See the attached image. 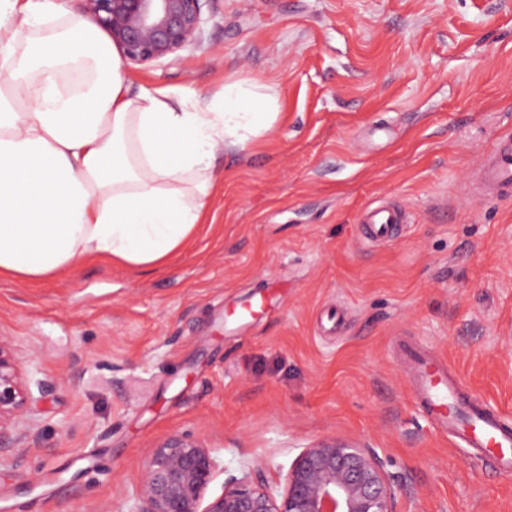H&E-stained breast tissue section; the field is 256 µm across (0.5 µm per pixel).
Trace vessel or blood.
<instances>
[{"instance_id":"1","label":"vessel or blood","mask_w":512,"mask_h":512,"mask_svg":"<svg viewBox=\"0 0 512 512\" xmlns=\"http://www.w3.org/2000/svg\"><path fill=\"white\" fill-rule=\"evenodd\" d=\"M483 182L491 191L512 190V138L497 142ZM363 221L367 239L375 242L394 235L402 214L393 208L375 207L366 210ZM404 356L413 368V394L435 414L438 424L457 434L468 447L496 456L504 468L512 469V428L501 423L490 406L468 397L434 356L414 348L406 349Z\"/></svg>"}]
</instances>
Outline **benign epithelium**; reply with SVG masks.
<instances>
[{
  "label": "benign epithelium",
  "instance_id": "obj_1",
  "mask_svg": "<svg viewBox=\"0 0 512 512\" xmlns=\"http://www.w3.org/2000/svg\"><path fill=\"white\" fill-rule=\"evenodd\" d=\"M84 10L125 60L146 63L198 42L202 0H83ZM36 400L12 341L0 336V450L33 448ZM217 463L187 434L160 441L145 461L129 512H396V485L370 448L322 440L303 449L279 492L257 477V465L231 477L209 500Z\"/></svg>",
  "mask_w": 512,
  "mask_h": 512
}]
</instances>
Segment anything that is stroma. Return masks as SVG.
Instances as JSON below:
<instances>
[{"instance_id":"1","label":"stroma","mask_w":512,"mask_h":512,"mask_svg":"<svg viewBox=\"0 0 512 512\" xmlns=\"http://www.w3.org/2000/svg\"><path fill=\"white\" fill-rule=\"evenodd\" d=\"M123 70L217 112L225 80L254 81L279 118L218 148L167 268L0 280V335L54 382L31 407L39 447L0 454V512H127L174 432L211 448V496L259 463L284 485L338 439L381 458L397 512H512V471L439 429L399 354L445 360L512 428V195L474 190L512 134V0H205L198 44ZM378 205L410 220L373 244L359 217Z\"/></svg>"}]
</instances>
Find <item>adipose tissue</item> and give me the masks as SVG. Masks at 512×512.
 <instances>
[{
	"mask_svg": "<svg viewBox=\"0 0 512 512\" xmlns=\"http://www.w3.org/2000/svg\"><path fill=\"white\" fill-rule=\"evenodd\" d=\"M0 276L54 278L91 258L163 265L197 229L218 146L270 130L274 97L224 84L222 111L147 87L55 0H0Z\"/></svg>",
	"mask_w": 512,
	"mask_h": 512,
	"instance_id": "ef3b65f1",
	"label": "adipose tissue"
}]
</instances>
